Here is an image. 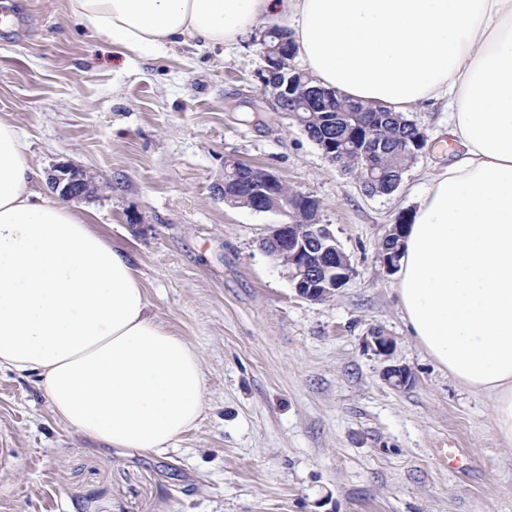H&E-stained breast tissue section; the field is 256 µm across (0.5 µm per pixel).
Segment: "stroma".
Returning <instances> with one entry per match:
<instances>
[{
	"label": "stroma",
	"instance_id": "35a3bbf8",
	"mask_svg": "<svg viewBox=\"0 0 512 512\" xmlns=\"http://www.w3.org/2000/svg\"><path fill=\"white\" fill-rule=\"evenodd\" d=\"M0 120L41 176L68 162L102 188L75 201L128 255L166 327L199 352L204 413L141 455L59 422L36 378L0 371V512H512V445L485 397L408 336L379 246L447 165L441 106L408 117L426 144L387 196H367L288 116L229 111L264 67L253 37L118 53L68 0H0ZM313 196L353 266L324 302L298 297L260 241L281 215L224 204L225 158ZM394 341L390 357L368 346ZM400 364L409 385L382 372ZM454 441L457 469L436 446Z\"/></svg>",
	"mask_w": 512,
	"mask_h": 512
}]
</instances>
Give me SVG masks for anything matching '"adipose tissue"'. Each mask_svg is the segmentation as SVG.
<instances>
[{"label":"adipose tissue","mask_w":512,"mask_h":512,"mask_svg":"<svg viewBox=\"0 0 512 512\" xmlns=\"http://www.w3.org/2000/svg\"><path fill=\"white\" fill-rule=\"evenodd\" d=\"M127 52L195 37L233 45L261 21L290 27L320 85L407 112L443 103L454 160L405 229L398 297L409 336L487 398L512 444V0H68ZM0 370L36 376L56 418L140 454L200 419L198 352L150 312L126 254L90 217L34 189L0 121Z\"/></svg>","instance_id":"adipose-tissue-1"}]
</instances>
